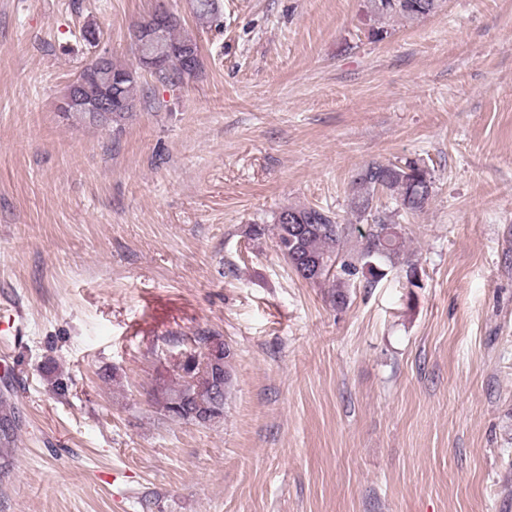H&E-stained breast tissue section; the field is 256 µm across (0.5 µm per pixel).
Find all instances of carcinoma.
<instances>
[{
  "label": "carcinoma",
  "instance_id": "cac0c4a2",
  "mask_svg": "<svg viewBox=\"0 0 512 512\" xmlns=\"http://www.w3.org/2000/svg\"><path fill=\"white\" fill-rule=\"evenodd\" d=\"M195 17L206 23L219 21L221 5L219 0H192ZM438 8V0H368L367 12L379 19L398 17L414 21L430 15ZM180 17L170 13L166 25V48L159 68L151 76L163 83L183 84L198 77L203 68L202 57L198 56L189 65L179 52L181 48L198 46L197 40L180 32ZM106 68L112 74H127L129 78L118 88H112L126 101V106L112 112V120H99L81 109L69 108L65 116L78 118L90 124L108 126L112 133L120 134L126 123L134 116L137 108L135 88L138 76L129 74L130 67L108 57ZM434 179L427 166L416 161H405L396 166L392 162L373 161L358 171L351 182L350 211L353 221L342 224L337 215L329 210L313 206L285 207L278 211L270 224H250L246 236L260 244L268 238L288 262L295 273H300L298 257L305 255L313 261L327 266L318 275L308 276L312 284L331 283V302L341 307L348 299V288L352 279L361 275L372 283L384 276V266L395 263L403 251L404 243L397 225L387 212L377 208L379 193H386L395 200L397 206L409 213L420 212L431 198ZM295 215L299 223L309 227L305 237L288 239V225L283 223L286 215ZM358 234L362 248L354 255L341 256L340 246L351 235ZM343 257L336 263L337 257ZM335 270H330L333 264ZM212 340L210 336H200L196 343L200 350H191L182 364L183 373L173 380L174 387L161 393H154L155 403L163 415L178 422L204 424L202 414L210 411L209 421L216 423L224 419V405L232 386L229 370L231 353L224 355V363L212 380L201 379L189 389L184 388L185 375L198 373L197 358ZM17 395L14 389L0 391V473L8 472L13 445L22 427V420L16 406Z\"/></svg>",
  "mask_w": 512,
  "mask_h": 512
}]
</instances>
